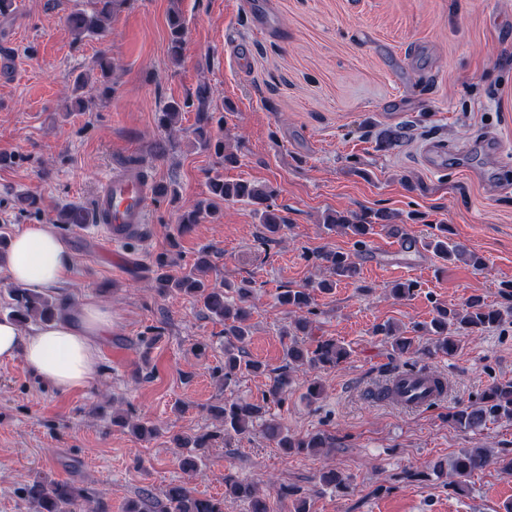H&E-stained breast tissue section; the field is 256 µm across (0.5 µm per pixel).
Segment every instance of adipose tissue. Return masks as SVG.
Masks as SVG:
<instances>
[{"label":"adipose tissue","instance_id":"obj_1","mask_svg":"<svg viewBox=\"0 0 512 512\" xmlns=\"http://www.w3.org/2000/svg\"><path fill=\"white\" fill-rule=\"evenodd\" d=\"M73 259L52 225L33 224L18 231L0 266L17 285L54 289L67 281ZM112 329V312L82 304L53 322L23 328L0 318V359L22 357L42 383L67 393L94 383L99 372V343Z\"/></svg>","mask_w":512,"mask_h":512}]
</instances>
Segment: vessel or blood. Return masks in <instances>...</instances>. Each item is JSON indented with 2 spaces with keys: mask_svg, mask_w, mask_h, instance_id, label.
Instances as JSON below:
<instances>
[{
  "mask_svg": "<svg viewBox=\"0 0 512 512\" xmlns=\"http://www.w3.org/2000/svg\"><path fill=\"white\" fill-rule=\"evenodd\" d=\"M150 194L149 184L134 172L118 169L102 178L95 196V206L103 218L109 240L120 242L141 230L146 222ZM385 256L408 260L420 266L426 262L419 242L412 238L392 244L383 253L369 252L365 259L376 263ZM388 395L393 404L412 411L424 409L442 397L433 373L420 369L394 372Z\"/></svg>",
  "mask_w": 512,
  "mask_h": 512,
  "instance_id": "obj_1",
  "label": "vessel or blood"
}]
</instances>
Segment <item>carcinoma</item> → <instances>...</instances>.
Wrapping results in <instances>:
<instances>
[{"mask_svg":"<svg viewBox=\"0 0 512 512\" xmlns=\"http://www.w3.org/2000/svg\"><path fill=\"white\" fill-rule=\"evenodd\" d=\"M130 0H96L97 10L89 14L83 9L71 11L65 23L76 38L98 35L103 32V23L112 16L117 7ZM170 31V47L174 57L183 56L185 45L186 23L181 10L170 9L168 14ZM89 70L100 73L103 79V93L111 91L113 63L109 56L99 54L91 60ZM211 87L203 82L199 84L195 94L183 101L172 100L165 103L158 112L160 125L170 130L181 119L187 108L196 112V127L193 129L195 146L199 149L212 150L219 159V168L208 175L210 199L206 203L198 202L191 209L178 217L177 231L183 234L191 226L202 219L216 214L224 203L229 201L246 202L254 206L259 221L267 232L277 234L288 223L274 203L275 191L267 185H260L245 180L228 181L224 179L222 169L234 167L238 163V155L226 145V140L216 138L212 134L214 112L211 111ZM395 213L387 210L362 212H331L326 214L324 223L327 229L336 227L348 229L357 237V243L371 234L376 224H391ZM57 223L79 226L89 223V212L81 207L66 208L59 212ZM440 259L456 260L468 255L472 264H483L482 258L466 253L458 243L448 244L445 228L438 227V233L431 236L426 243ZM322 260L332 270L339 281L354 280L359 268L347 253L325 252ZM177 264V260L167 254L156 259L157 275L154 278V290L160 297L172 293H182L191 297L207 312L208 316L224 323V335L228 336L224 344V381L228 382L240 372L260 373L264 371L262 364L244 359L243 345L250 334L247 321L251 308L247 305L250 289L244 285L235 286L230 282L216 285L208 279V272L213 270L211 252L204 249L202 255L181 274L175 276L168 268ZM279 303L288 307L291 313H300L290 325L284 327L282 335L289 338L286 345L288 364L304 366L311 370L321 367H335L348 356L347 350L335 341L319 340L314 349L310 350L298 341V337L308 334L310 329L311 292L308 288L286 289L279 293ZM9 316L20 322L33 318L42 322L54 320L64 308V300L51 295H44L32 288H13L10 291ZM503 321V314L488 306L482 297L475 295L468 298L463 307L439 308L431 322L424 326L427 335L433 337V349L443 355L453 354L459 347L458 335H480L490 327ZM375 333L391 339L392 350L402 357L411 354L413 340L407 336H397L388 325H379ZM290 383L288 368L281 369L272 379L268 395L264 401L282 403V395ZM214 418L224 425V429H232L237 433L249 430L256 422H261L264 435L274 441L285 452H302L310 448L330 447V437L321 433H312L304 438H295L284 432L281 425L265 418V406L260 404L232 401L222 406L211 408ZM499 419H512V381L495 382L481 395L477 402L462 406L450 414V421L459 429L477 432L487 423ZM221 431L205 432L190 439L182 434L170 436V442L176 448H192L195 455L205 453L211 441L221 438ZM496 464L506 472L512 473V454L504 453L495 458L489 456L481 448H467L461 451L451 463L452 471L459 477L467 476L490 464ZM23 492L34 512H71V507L79 501L86 502L87 512H104L102 502L87 499L85 490L73 484L58 482H34L24 487ZM167 503L164 512H224V500L243 504L245 512H270L268 496L259 495L254 487L232 476L224 477V499L200 498L185 486H174L167 492Z\"/></svg>","mask_w":512,"mask_h":512,"instance_id":"cac0c4a2","label":"carcinoma"}]
</instances>
